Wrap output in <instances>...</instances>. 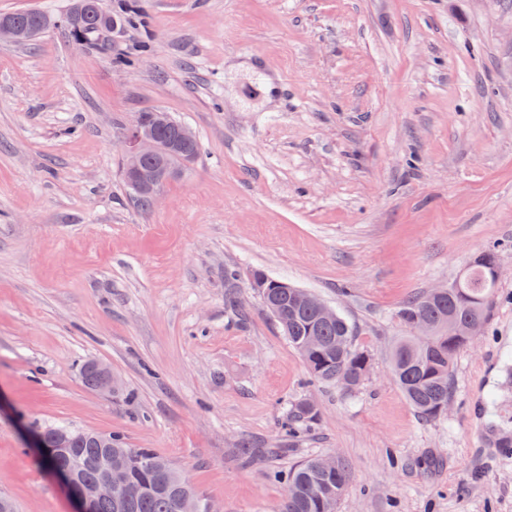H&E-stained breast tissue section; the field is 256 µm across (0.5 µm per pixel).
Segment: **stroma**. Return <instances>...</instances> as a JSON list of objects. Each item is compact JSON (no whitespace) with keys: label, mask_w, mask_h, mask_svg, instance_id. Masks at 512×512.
I'll return each mask as SVG.
<instances>
[{"label":"stroma","mask_w":512,"mask_h":512,"mask_svg":"<svg viewBox=\"0 0 512 512\" xmlns=\"http://www.w3.org/2000/svg\"><path fill=\"white\" fill-rule=\"evenodd\" d=\"M140 3L103 51L0 41V494L74 512L32 446L57 427L153 449L213 512H275L280 471L331 454L338 512H512V0ZM149 109L201 151L144 213L120 140ZM492 244L485 329L421 421L385 357L396 312ZM255 269L354 324V397L310 377ZM303 397L319 419L285 437Z\"/></svg>","instance_id":"35a3bbf8"}]
</instances>
